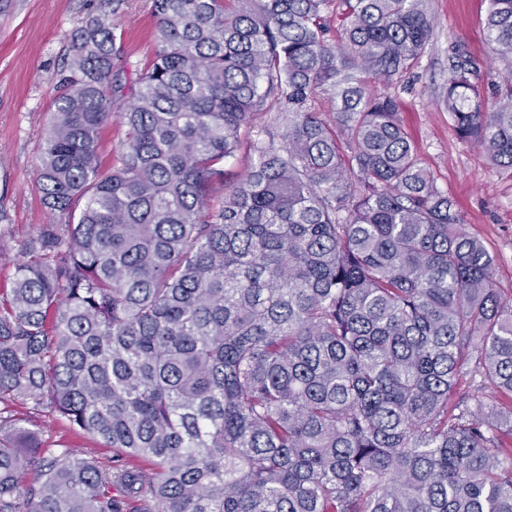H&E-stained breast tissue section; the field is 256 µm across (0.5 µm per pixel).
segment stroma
Instances as JSON below:
<instances>
[{"label":"stroma","mask_w":512,"mask_h":512,"mask_svg":"<svg viewBox=\"0 0 512 512\" xmlns=\"http://www.w3.org/2000/svg\"><path fill=\"white\" fill-rule=\"evenodd\" d=\"M103 7V0H0V239L9 246L0 255V290L11 286L20 242L37 225L53 221L42 204L39 148L73 36ZM430 10L437 25L419 66L391 83H372L371 90L398 97L400 118L423 165L454 199L467 231L495 255V286L510 296L512 174L488 162L474 143L460 139L437 100L450 74L454 45L468 49L489 109L512 73V61L497 59L486 43L488 0H430ZM111 22L121 54L117 70L131 75L146 68L155 51L152 0H124ZM14 411L32 420L50 452L67 446L94 453L100 466L111 467L112 451L99 442L35 414L31 403L16 404Z\"/></svg>","instance_id":"1"}]
</instances>
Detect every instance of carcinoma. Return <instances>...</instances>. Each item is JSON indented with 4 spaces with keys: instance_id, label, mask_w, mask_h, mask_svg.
Instances as JSON below:
<instances>
[{
    "instance_id": "carcinoma-1",
    "label": "carcinoma",
    "mask_w": 512,
    "mask_h": 512,
    "mask_svg": "<svg viewBox=\"0 0 512 512\" xmlns=\"http://www.w3.org/2000/svg\"><path fill=\"white\" fill-rule=\"evenodd\" d=\"M152 7L132 81L108 14L69 49L38 164L65 222L0 293V512H512V405L481 396L512 394V297L396 99L368 92L419 65L428 0ZM485 28L512 55V0ZM451 62L440 104L512 171V77L488 112L462 46ZM259 112L274 129L215 203ZM18 401L149 468L47 455ZM117 111L112 117V123L107 125L101 132L99 153L100 162L104 168L115 162L116 156L119 154L121 142L125 138V127L121 125Z\"/></svg>"
}]
</instances>
